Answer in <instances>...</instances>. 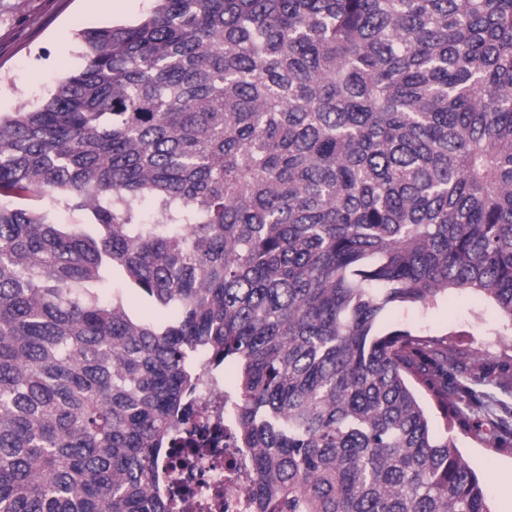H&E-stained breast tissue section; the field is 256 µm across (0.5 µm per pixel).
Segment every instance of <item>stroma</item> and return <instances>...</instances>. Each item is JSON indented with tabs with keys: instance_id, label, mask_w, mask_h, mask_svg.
I'll return each instance as SVG.
<instances>
[{
	"instance_id": "obj_1",
	"label": "stroma",
	"mask_w": 512,
	"mask_h": 512,
	"mask_svg": "<svg viewBox=\"0 0 512 512\" xmlns=\"http://www.w3.org/2000/svg\"><path fill=\"white\" fill-rule=\"evenodd\" d=\"M153 0H0V114L37 106L67 75L84 64L82 30L132 22ZM380 333L394 330L431 339L450 338L463 349L481 351L488 367L512 366V331L495 305L476 293H449L435 304L399 305L386 311ZM480 403L472 419L481 433L450 427L430 408L436 435H452L470 466L485 482L493 512L512 493V449L495 445L492 416L512 422V374L473 385Z\"/></svg>"
}]
</instances>
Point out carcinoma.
<instances>
[{
    "instance_id": "cac0c4a2",
    "label": "carcinoma",
    "mask_w": 512,
    "mask_h": 512,
    "mask_svg": "<svg viewBox=\"0 0 512 512\" xmlns=\"http://www.w3.org/2000/svg\"><path fill=\"white\" fill-rule=\"evenodd\" d=\"M80 38L0 116V512H172L156 461L228 366L254 512H492L417 395L477 430L491 371L377 327L451 291L512 326V0H154Z\"/></svg>"
}]
</instances>
